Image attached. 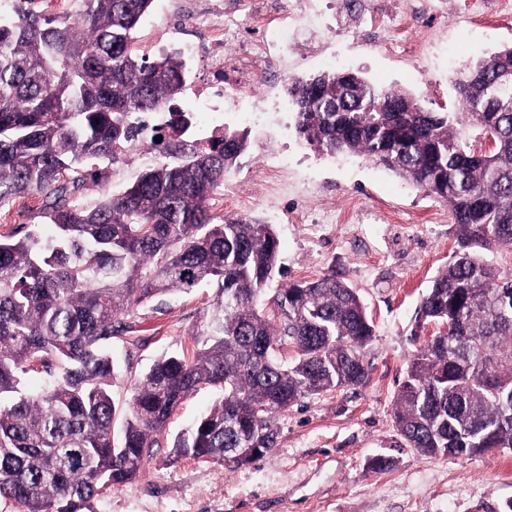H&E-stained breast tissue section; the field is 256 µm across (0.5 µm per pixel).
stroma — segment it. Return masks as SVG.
<instances>
[{
	"mask_svg": "<svg viewBox=\"0 0 512 512\" xmlns=\"http://www.w3.org/2000/svg\"><path fill=\"white\" fill-rule=\"evenodd\" d=\"M446 2L443 16L398 33L414 42L423 26H431L434 35L422 57L362 46L347 31L325 52L379 88L409 92L434 112L456 111V79L476 60L512 46V18L474 16L470 0ZM171 10L172 0H154L133 36L137 54L163 51ZM287 97L281 86L265 101L263 120L249 128L250 147L225 177L212 210L274 228L281 271L269 282L266 300L286 282L332 272L357 291L374 324L363 351L370 380L356 391L305 397L278 414L273 452L231 471L203 459L167 460L174 440L219 397L215 389L198 390L172 415L143 472L102 495L95 512H512V449L424 455L394 423V401L410 360L434 335L430 327L414 330L420 301L458 248L447 205L365 157L317 152L294 133L281 139L282 123L294 119L279 109ZM283 155L284 169L277 164ZM16 228L52 239L40 195L0 208V234ZM220 298L216 283L205 281L126 317L127 332L110 345L114 436H121L136 387L154 361L203 347ZM378 459L383 468H374Z\"/></svg>",
	"mask_w": 512,
	"mask_h": 512,
	"instance_id": "stroma-1",
	"label": "stroma"
}]
</instances>
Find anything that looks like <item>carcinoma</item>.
Returning <instances> with one entry per match:
<instances>
[{"instance_id":"1","label":"carcinoma","mask_w":512,"mask_h":512,"mask_svg":"<svg viewBox=\"0 0 512 512\" xmlns=\"http://www.w3.org/2000/svg\"><path fill=\"white\" fill-rule=\"evenodd\" d=\"M0 10V205L43 197L56 236H0V498L20 512H92L106 489L138 477L156 436L202 387L221 393L175 458L226 470L269 454L274 415L310 395L369 379L363 349L373 324L357 293L333 275L295 281L261 299L280 269L279 241L255 218L216 217L210 202L249 149L245 130L188 141L178 100L186 63L174 51L132 53L153 0H79L76 16H51L34 0ZM512 72V46L478 61L456 112H432L410 93L343 72L288 84L296 130L327 154L364 156L448 203L459 249L417 312L435 326L397 394L398 431L424 454L512 448V271L479 250L512 246V95L491 83ZM171 116L162 160L120 194L93 206L73 196L93 166L144 128ZM495 138L493 159L465 131ZM215 281L213 333L188 358L165 356L139 383L120 444L112 440L118 317L154 298ZM42 369L38 392L24 376Z\"/></svg>"}]
</instances>
